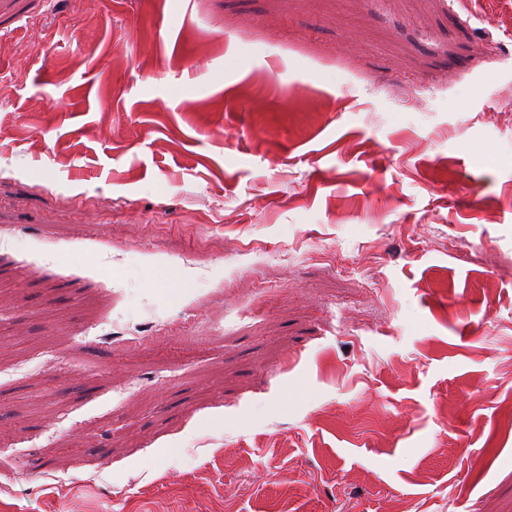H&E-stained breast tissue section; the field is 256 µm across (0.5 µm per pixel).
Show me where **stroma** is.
<instances>
[{
  "label": "stroma",
  "instance_id": "35a3bbf8",
  "mask_svg": "<svg viewBox=\"0 0 512 512\" xmlns=\"http://www.w3.org/2000/svg\"><path fill=\"white\" fill-rule=\"evenodd\" d=\"M0 512H512V0H0Z\"/></svg>",
  "mask_w": 512,
  "mask_h": 512
}]
</instances>
